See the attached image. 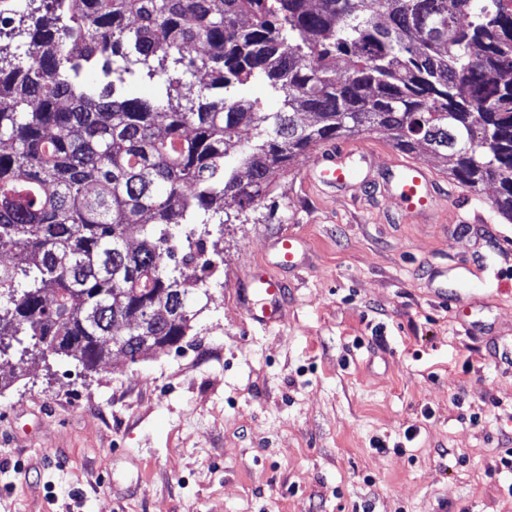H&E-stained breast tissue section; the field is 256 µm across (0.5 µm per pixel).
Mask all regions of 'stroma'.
Here are the masks:
<instances>
[{"instance_id": "obj_1", "label": "stroma", "mask_w": 512, "mask_h": 512, "mask_svg": "<svg viewBox=\"0 0 512 512\" xmlns=\"http://www.w3.org/2000/svg\"><path fill=\"white\" fill-rule=\"evenodd\" d=\"M314 153L204 235L180 343L92 371L0 359V512H512V223L455 183L445 223L365 187L310 186ZM303 235L280 323L236 300ZM305 244L304 238L300 235L284 234L279 236L273 244L279 267L283 270L297 267Z\"/></svg>"}]
</instances>
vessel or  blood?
<instances>
[{
    "mask_svg": "<svg viewBox=\"0 0 512 512\" xmlns=\"http://www.w3.org/2000/svg\"><path fill=\"white\" fill-rule=\"evenodd\" d=\"M354 154L366 158L370 151L362 146L351 150L332 147L322 150L306 173V181L319 188L349 187L352 176L346 160ZM395 170L398 177L383 194L389 207L404 220L422 217L440 220V198L433 171L415 161L397 162ZM304 248L305 240L301 236H279L274 242L279 267L284 270L297 267ZM287 286V279L264 267L255 268L238 288V302L246 318L265 326L279 322Z\"/></svg>",
    "mask_w": 512,
    "mask_h": 512,
    "instance_id": "1",
    "label": "vessel or blood"
}]
</instances>
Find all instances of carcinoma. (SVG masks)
Here are the masks:
<instances>
[{
    "label": "carcinoma",
    "instance_id": "carcinoma-1",
    "mask_svg": "<svg viewBox=\"0 0 512 512\" xmlns=\"http://www.w3.org/2000/svg\"><path fill=\"white\" fill-rule=\"evenodd\" d=\"M31 61L0 56V356L112 357V323L174 345L212 262L188 224L239 214L296 156L385 130L497 186L512 220V0H40ZM91 70L103 79L86 82ZM165 75L144 98L140 71ZM213 94L182 99L181 75ZM268 83L267 111L236 86Z\"/></svg>",
    "mask_w": 512,
    "mask_h": 512
}]
</instances>
